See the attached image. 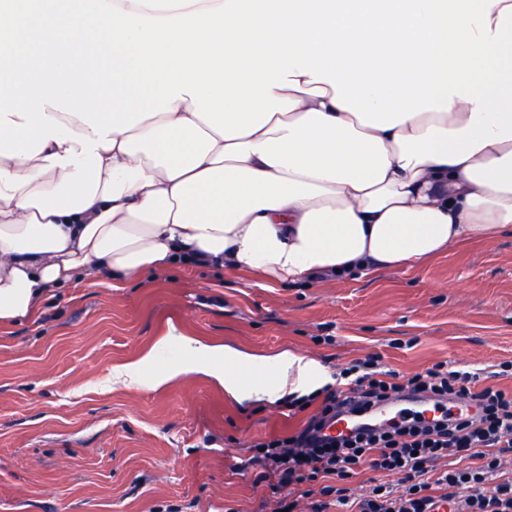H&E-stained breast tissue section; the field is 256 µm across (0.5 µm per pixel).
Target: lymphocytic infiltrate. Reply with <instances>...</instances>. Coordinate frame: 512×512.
<instances>
[{
  "instance_id": "obj_1",
  "label": "lymphocytic infiltrate",
  "mask_w": 512,
  "mask_h": 512,
  "mask_svg": "<svg viewBox=\"0 0 512 512\" xmlns=\"http://www.w3.org/2000/svg\"><path fill=\"white\" fill-rule=\"evenodd\" d=\"M333 378L320 396L288 399L293 410L318 408L298 432L254 446L248 464L260 467L278 494V512H297L303 497L311 512H328L333 505L341 512H438L443 505L448 512H512V475L503 470L512 451V393L480 386L479 372L452 370L443 362L402 376L380 369L374 356ZM407 393L439 402L468 399L478 412L432 425L404 420L347 439L322 437L344 409H367ZM448 458L458 459V466L438 469ZM364 467L397 476L398 482L355 495L350 483Z\"/></svg>"
}]
</instances>
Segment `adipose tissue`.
<instances>
[{
  "instance_id": "adipose-tissue-1",
  "label": "adipose tissue",
  "mask_w": 512,
  "mask_h": 512,
  "mask_svg": "<svg viewBox=\"0 0 512 512\" xmlns=\"http://www.w3.org/2000/svg\"><path fill=\"white\" fill-rule=\"evenodd\" d=\"M512 230V0H0V324L196 261L274 286ZM332 376L169 325L118 382Z\"/></svg>"
}]
</instances>
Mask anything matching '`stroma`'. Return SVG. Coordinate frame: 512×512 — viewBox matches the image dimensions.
<instances>
[{
	"label": "stroma",
	"instance_id": "35a3bbf8",
	"mask_svg": "<svg viewBox=\"0 0 512 512\" xmlns=\"http://www.w3.org/2000/svg\"><path fill=\"white\" fill-rule=\"evenodd\" d=\"M175 322L205 343L288 349L331 372L376 356L407 375L438 362L512 391V233L415 269L267 287L175 265L113 289H57L36 321L0 330V512H276L252 444L306 412L238 403L191 375L113 382Z\"/></svg>",
	"mask_w": 512,
	"mask_h": 512
}]
</instances>
